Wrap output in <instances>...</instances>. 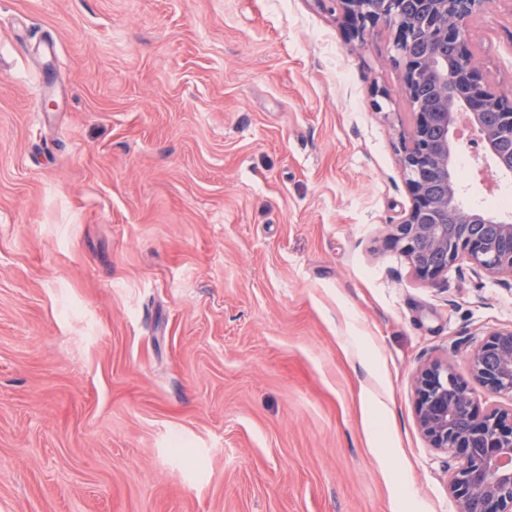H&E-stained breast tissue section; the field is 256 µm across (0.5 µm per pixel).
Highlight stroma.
<instances>
[{
	"label": "stroma",
	"instance_id": "obj_1",
	"mask_svg": "<svg viewBox=\"0 0 512 512\" xmlns=\"http://www.w3.org/2000/svg\"><path fill=\"white\" fill-rule=\"evenodd\" d=\"M471 40L512 95V0ZM392 54L325 0H0V512H454L412 378L512 288L387 246Z\"/></svg>",
	"mask_w": 512,
	"mask_h": 512
}]
</instances>
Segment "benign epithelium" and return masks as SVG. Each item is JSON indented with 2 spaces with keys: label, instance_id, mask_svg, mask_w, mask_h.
Here are the masks:
<instances>
[{
  "label": "benign epithelium",
  "instance_id": "benign-epithelium-1",
  "mask_svg": "<svg viewBox=\"0 0 512 512\" xmlns=\"http://www.w3.org/2000/svg\"><path fill=\"white\" fill-rule=\"evenodd\" d=\"M349 41L376 26L393 35L392 60L410 104L408 143L399 164L412 205L392 226L388 244L415 277L432 285L448 268L512 280V219L459 201L460 118L479 155L512 175V98L486 80L471 42V24L489 0H340ZM471 380L448 361L420 366L413 379L418 427L431 447L458 459L448 479L455 512H512V405L477 403L478 383L512 402V327L494 330L468 356Z\"/></svg>",
  "mask_w": 512,
  "mask_h": 512
}]
</instances>
